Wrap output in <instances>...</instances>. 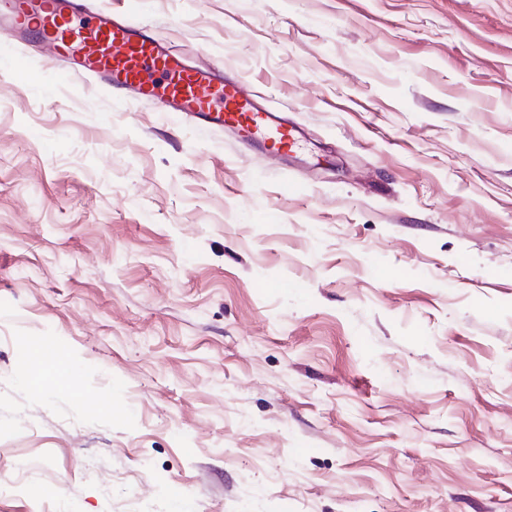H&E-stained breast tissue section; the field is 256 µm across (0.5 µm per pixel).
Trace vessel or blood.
<instances>
[{"mask_svg":"<svg viewBox=\"0 0 512 512\" xmlns=\"http://www.w3.org/2000/svg\"><path fill=\"white\" fill-rule=\"evenodd\" d=\"M79 9L78 0H0V16L14 32L63 52L73 67L99 77L110 93L136 92L162 111L237 130L252 144L297 148L285 120L257 107L243 84L185 65L136 21L119 24L97 14L74 23Z\"/></svg>","mask_w":512,"mask_h":512,"instance_id":"vessel-or-blood-1","label":"vessel or blood"}]
</instances>
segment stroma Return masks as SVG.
<instances>
[{
  "label": "stroma",
  "instance_id": "35a3bbf8",
  "mask_svg": "<svg viewBox=\"0 0 512 512\" xmlns=\"http://www.w3.org/2000/svg\"><path fill=\"white\" fill-rule=\"evenodd\" d=\"M87 4L301 148L0 32V512H512V0Z\"/></svg>",
  "mask_w": 512,
  "mask_h": 512
}]
</instances>
